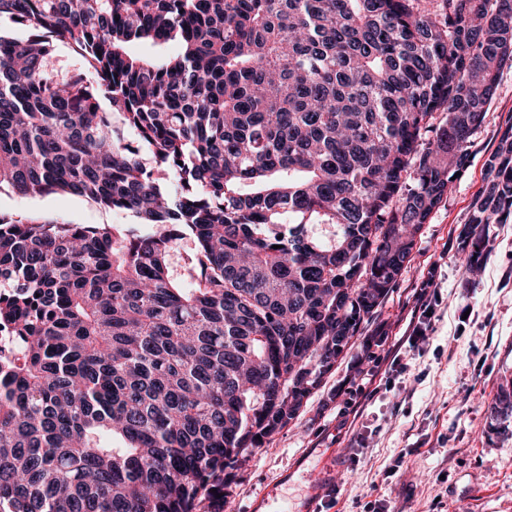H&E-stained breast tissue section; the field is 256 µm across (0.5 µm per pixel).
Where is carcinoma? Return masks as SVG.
I'll list each match as a JSON object with an SVG mask.
<instances>
[{
  "instance_id": "cac0c4a2",
  "label": "carcinoma",
  "mask_w": 512,
  "mask_h": 512,
  "mask_svg": "<svg viewBox=\"0 0 512 512\" xmlns=\"http://www.w3.org/2000/svg\"><path fill=\"white\" fill-rule=\"evenodd\" d=\"M422 2L0 0V190L150 229L0 213V512H223L408 267L512 66V0ZM484 168L469 268L512 218V123Z\"/></svg>"
}]
</instances>
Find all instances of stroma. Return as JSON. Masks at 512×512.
Segmentation results:
<instances>
[{"instance_id": "stroma-1", "label": "stroma", "mask_w": 512, "mask_h": 512, "mask_svg": "<svg viewBox=\"0 0 512 512\" xmlns=\"http://www.w3.org/2000/svg\"><path fill=\"white\" fill-rule=\"evenodd\" d=\"M512 123V67L473 142L469 168L424 224L407 269L362 327L354 345L297 420L269 436L225 489L224 512H256L259 497L283 474L300 495L335 467L336 499L324 512H512V417L491 405L512 391V223L496 224L477 269L467 271L460 234L484 184L483 164ZM0 211L42 213L77 224H128L77 196L30 197L0 189ZM437 298L428 339L406 342ZM398 354L400 365L388 357ZM378 369L368 381L365 372Z\"/></svg>"}]
</instances>
